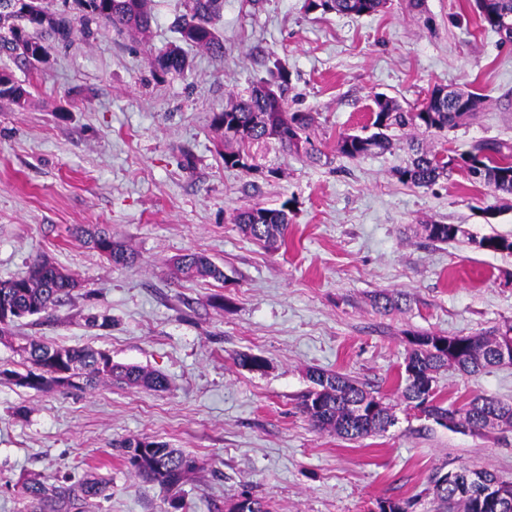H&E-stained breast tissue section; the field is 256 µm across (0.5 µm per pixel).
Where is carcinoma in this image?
I'll return each instance as SVG.
<instances>
[{
	"instance_id": "obj_1",
	"label": "carcinoma",
	"mask_w": 512,
	"mask_h": 512,
	"mask_svg": "<svg viewBox=\"0 0 512 512\" xmlns=\"http://www.w3.org/2000/svg\"><path fill=\"white\" fill-rule=\"evenodd\" d=\"M481 20L491 29L512 38V0H474ZM387 0H305L309 11L323 14L363 16L382 10ZM51 0H0V56H9L37 67L46 61L49 42L67 44L77 35L91 34V24L105 25L122 34L145 39L154 21L153 0H62V9H51ZM186 12L176 23L178 40L152 58L154 71L160 75L182 73L189 61L182 45L199 47L211 55H224V40L216 24L224 12V0H185ZM288 71L278 63L268 69V77L254 83L246 96L231 99L221 111L213 114L211 126L224 137V168L249 171L252 146L273 140L289 153L318 160L321 152L314 148L311 131L316 124L312 112H290L286 106ZM30 93L13 75L0 71V99H8L23 108ZM368 134H347L336 143V153L359 159L383 152L392 146V132L410 129L423 134H437L466 125L482 111V100L473 93L454 88L440 98L436 92L416 107L405 110L396 101L380 97L376 100ZM472 180L486 186L494 200L512 196V146L499 140H486L460 155ZM457 159L446 160L417 148L410 162L396 170L399 181L417 188L430 189L448 178V166ZM236 223L242 233L268 249L284 242L290 224V201L279 208L258 203L241 207ZM425 238L449 243L467 239L480 248L512 254V238L490 235L480 239L460 224L430 222L422 225ZM74 234L86 238L106 260L115 266L131 259L125 245L112 239L105 230L91 231L83 227ZM176 273L188 280L224 279L223 270L206 254L191 252L174 261ZM80 287L68 270L41 256L27 273L19 278L0 281V342L13 336L15 323L24 317L47 313ZM403 296L377 292L372 301L380 313L401 310ZM512 325L484 333L463 336L454 345L442 347L443 336L419 334L405 358L404 384L400 397L408 405L423 407V412L436 420L451 417L456 425L473 433L487 430L492 419L496 426L512 429V403L496 397L476 395L461 407L436 400L434 384L437 374L452 367L472 377L503 365L500 348ZM28 363L25 372L1 370L0 377L13 378L16 384L36 392H47L64 386L58 373L65 371L76 387L116 382L130 387L162 390L166 379L159 373L137 365H123L112 356L91 347L49 346L37 341L16 347ZM314 384L302 400L303 412L313 426L331 430L347 440L379 435L394 424L392 408L365 389L357 380L337 372L315 368L309 372ZM125 464L138 475L168 490L182 486L198 469L194 458L153 437L126 438L112 444ZM457 479L439 485L438 474H432L433 494L446 512H512V482L500 479L494 472L462 464L456 467ZM489 484L498 485L504 495L494 506L487 504L483 491ZM111 484L93 475L72 482L68 478L54 483L35 479L26 488L27 512H71L91 499L111 495Z\"/></svg>"
}]
</instances>
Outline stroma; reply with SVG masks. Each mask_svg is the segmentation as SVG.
Here are the masks:
<instances>
[{
    "mask_svg": "<svg viewBox=\"0 0 512 512\" xmlns=\"http://www.w3.org/2000/svg\"><path fill=\"white\" fill-rule=\"evenodd\" d=\"M305 0H224V54L187 48L183 74L157 76L151 57L174 41L184 0H154L146 40L95 28L51 49L38 68L0 57L30 92L0 99V281L38 255L80 286L49 313L21 319L15 341L90 346L113 361L164 374L167 390L121 385L38 393L0 381V512H26L31 478L110 481L87 512H228L242 491L271 512H378L387 498L410 512H441L437 468L476 465L512 481V435L448 429L407 407L398 377L414 335L466 336L512 322V255L435 243L424 223L512 235V197L494 214L486 187L453 169L432 189L398 181L407 137L358 160L336 140L369 125L375 99L409 107L434 88L486 98L466 126L427 137L442 155L479 141L512 144V43L483 27L472 0H389L366 16L307 12ZM291 74L288 109L317 115L321 161L251 149L252 170L224 166L214 112L265 77ZM290 202L285 246L268 251L234 222L237 209ZM108 228L135 256L111 266L73 234ZM206 253L222 281L176 275L180 254ZM380 290L407 296L402 311L371 305ZM223 296V308L212 304ZM108 316L107 328L89 326ZM241 353L266 365L240 367ZM335 371L378 392L397 418L379 436L346 440L301 411L309 371ZM445 403L485 394L512 403V365L437 377ZM152 436L195 457L178 493L136 476L116 447Z\"/></svg>",
    "mask_w": 512,
    "mask_h": 512,
    "instance_id": "stroma-1",
    "label": "stroma"
}]
</instances>
